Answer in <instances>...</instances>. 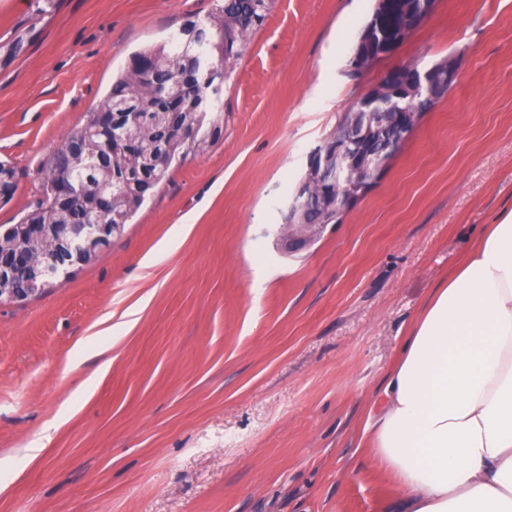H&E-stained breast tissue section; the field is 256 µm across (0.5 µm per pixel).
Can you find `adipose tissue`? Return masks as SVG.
<instances>
[{
  "label": "adipose tissue",
  "mask_w": 512,
  "mask_h": 512,
  "mask_svg": "<svg viewBox=\"0 0 512 512\" xmlns=\"http://www.w3.org/2000/svg\"><path fill=\"white\" fill-rule=\"evenodd\" d=\"M363 437L405 512H512V210L425 302Z\"/></svg>",
  "instance_id": "ef3b65f1"
}]
</instances>
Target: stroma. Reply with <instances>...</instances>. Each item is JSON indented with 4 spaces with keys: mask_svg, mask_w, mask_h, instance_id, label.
<instances>
[{
    "mask_svg": "<svg viewBox=\"0 0 512 512\" xmlns=\"http://www.w3.org/2000/svg\"><path fill=\"white\" fill-rule=\"evenodd\" d=\"M374 6L273 0L226 71L219 139L62 285L0 303V512H396L361 430L428 297L512 208V0H434L353 80ZM214 7L0 0V160L17 176L0 225L131 55ZM450 55L456 85L374 188L284 255L310 152L390 69Z\"/></svg>",
    "mask_w": 512,
    "mask_h": 512,
    "instance_id": "obj_1",
    "label": "stroma"
}]
</instances>
